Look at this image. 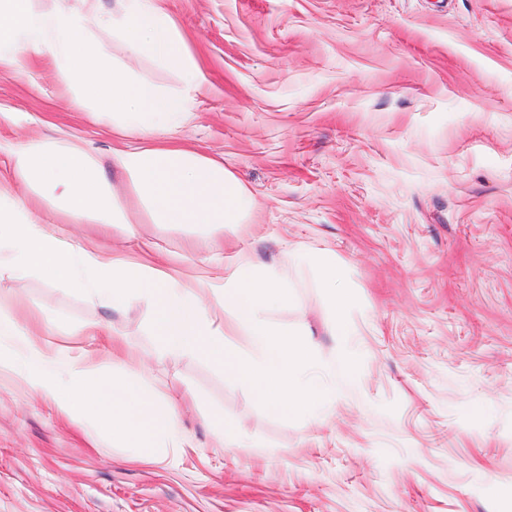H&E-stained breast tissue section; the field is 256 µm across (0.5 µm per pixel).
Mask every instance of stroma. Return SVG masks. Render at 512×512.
Listing matches in <instances>:
<instances>
[{
	"label": "stroma",
	"instance_id": "obj_1",
	"mask_svg": "<svg viewBox=\"0 0 512 512\" xmlns=\"http://www.w3.org/2000/svg\"><path fill=\"white\" fill-rule=\"evenodd\" d=\"M201 72L172 143L222 162L252 199L214 230L224 266L288 270L275 329L335 388L277 417L194 358L160 356L144 304L104 308L35 276L0 281L18 319L104 323L162 396H181L162 463L109 446L0 373V512H503L512 500V0H164ZM99 52L166 92L179 72ZM56 68L0 73V176L31 140L81 143L159 260L193 277L201 229L154 224L113 168L122 138ZM336 259L345 334L314 254ZM357 353L356 380L325 364ZM230 438L215 447L211 415Z\"/></svg>",
	"mask_w": 512,
	"mask_h": 512
}]
</instances>
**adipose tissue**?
<instances>
[{
	"label": "adipose tissue",
	"mask_w": 512,
	"mask_h": 512,
	"mask_svg": "<svg viewBox=\"0 0 512 512\" xmlns=\"http://www.w3.org/2000/svg\"><path fill=\"white\" fill-rule=\"evenodd\" d=\"M112 14L89 17L77 0H0V72H17L30 57L50 61L79 87V103L108 117L130 144L114 150L112 164L123 175L152 223L213 225L239 223L251 207L249 195L223 164L169 144V133L192 116L199 74L182 36L161 0H117ZM111 28L131 55H144L178 70L181 91L164 93L152 83L129 79L109 64L88 37L91 26ZM13 174L32 198L0 192V280L34 275L67 285L107 308L145 303L160 355L205 360L251 389L273 414L309 417L336 391L307 380L314 356L297 341L284 340L267 309L290 299L288 273L243 263L216 266L203 277L182 280L144 246L133 261L82 243L78 226L133 229L98 162L74 142H26L10 151ZM63 213L49 225L38 219L36 201ZM230 312L246 345L230 340L214 307ZM13 370L29 389L62 417L88 423L121 448L155 458L162 441L178 431L177 398H161L145 372L126 367L113 354L110 367L86 350L50 349L31 325L19 324L0 302V371Z\"/></svg>",
	"instance_id": "adipose-tissue-1"
}]
</instances>
